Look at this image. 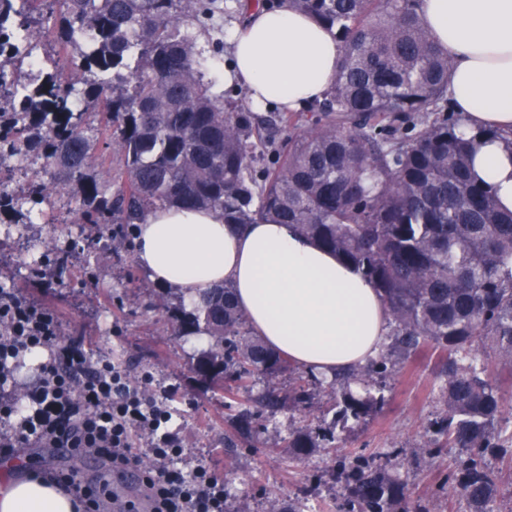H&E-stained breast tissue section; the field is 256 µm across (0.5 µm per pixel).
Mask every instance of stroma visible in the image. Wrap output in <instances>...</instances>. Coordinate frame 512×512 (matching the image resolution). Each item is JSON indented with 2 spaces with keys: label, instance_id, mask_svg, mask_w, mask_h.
<instances>
[{
  "label": "stroma",
  "instance_id": "obj_1",
  "mask_svg": "<svg viewBox=\"0 0 512 512\" xmlns=\"http://www.w3.org/2000/svg\"><path fill=\"white\" fill-rule=\"evenodd\" d=\"M216 5L197 33L198 44L211 60L208 77L214 92L240 100L243 92L224 82L231 60L229 33L241 16L239 0H217ZM46 185L43 203L33 210L0 216V282L54 312L60 338L81 341L91 361L114 359L135 379L149 378L150 393L173 414L168 428L182 444L179 467H209L220 473L231 512H267L270 501L284 507L303 497L308 512H339L337 458L381 459L388 453L411 497L425 502L430 512H467L459 489L444 482L456 449H443L427 466L415 454L428 421L443 409L437 356L424 352L397 364L386 408L351 429L335 455L317 451L298 461L279 448H226L224 400L203 392L188 365L205 337L168 338L165 314L147 307L156 286L137 264L133 245L112 251L110 230L79 223L72 213L71 189L51 179ZM51 242L68 252L64 268L41 264V253ZM13 456L49 476L70 470L74 451L23 445Z\"/></svg>",
  "mask_w": 512,
  "mask_h": 512
}]
</instances>
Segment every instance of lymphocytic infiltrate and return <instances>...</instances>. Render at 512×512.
<instances>
[{"label": "lymphocytic infiltrate", "mask_w": 512, "mask_h": 512, "mask_svg": "<svg viewBox=\"0 0 512 512\" xmlns=\"http://www.w3.org/2000/svg\"><path fill=\"white\" fill-rule=\"evenodd\" d=\"M32 349L47 350L49 359L21 407L7 384L13 359ZM170 419L151 395L129 383L121 364L88 368L77 346L60 343L53 313L21 291L0 289V420L12 423L0 432V451L29 443L87 448L113 465L130 467L140 465L138 442L145 438L153 463L143 485L153 512H224V483L209 468L188 475L173 468L181 449L167 428Z\"/></svg>", "instance_id": "f902f5d3"}]
</instances>
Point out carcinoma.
Returning a JSON list of instances; mask_svg holds the SVG:
<instances>
[{"instance_id": "carcinoma-1", "label": "carcinoma", "mask_w": 512, "mask_h": 512, "mask_svg": "<svg viewBox=\"0 0 512 512\" xmlns=\"http://www.w3.org/2000/svg\"><path fill=\"white\" fill-rule=\"evenodd\" d=\"M419 0H289L336 31L343 52L323 98L297 116L247 112L212 92L187 22L213 0H0V172L27 163L26 186L0 180V210L38 204L42 175L73 189L84 224L133 227L159 206L215 210L224 223L289 224L339 256L379 292L388 332L377 357L328 381L291 365L252 335L226 282L191 308L159 293L171 334H202L190 357L224 393L241 438L267 429L287 404L310 417L329 397L333 416L280 441L296 459L338 448L344 433L387 405L396 362L426 347L445 363L444 409L419 445L429 464L460 450L446 480L469 512H494L497 485L485 454H512L503 396L485 349L512 369V211L472 169L493 129L464 130L448 107L450 63L418 14ZM45 31L65 59L29 88L9 69V48ZM92 116L97 129L85 120ZM118 148L123 168L97 152ZM291 374L288 389L278 378ZM260 384L241 403L237 392ZM343 512H427L391 468L363 456L337 463Z\"/></svg>"}]
</instances>
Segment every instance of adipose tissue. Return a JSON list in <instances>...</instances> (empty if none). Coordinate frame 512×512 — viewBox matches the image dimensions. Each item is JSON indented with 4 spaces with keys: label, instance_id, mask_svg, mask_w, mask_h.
I'll return each mask as SVG.
<instances>
[{
    "label": "adipose tissue",
    "instance_id": "1",
    "mask_svg": "<svg viewBox=\"0 0 512 512\" xmlns=\"http://www.w3.org/2000/svg\"><path fill=\"white\" fill-rule=\"evenodd\" d=\"M230 32L224 77L258 105L298 110L322 97L342 53L334 34L289 6L245 4ZM425 28L451 61L448 97L470 130L492 127L474 170L512 211V0H420ZM135 257L150 280L192 303L228 281L256 336L296 366L330 378L374 357L387 314L375 288L353 267L288 225L233 226L220 212L163 206L135 232ZM0 512H82L55 482L0 465Z\"/></svg>",
    "mask_w": 512,
    "mask_h": 512
}]
</instances>
